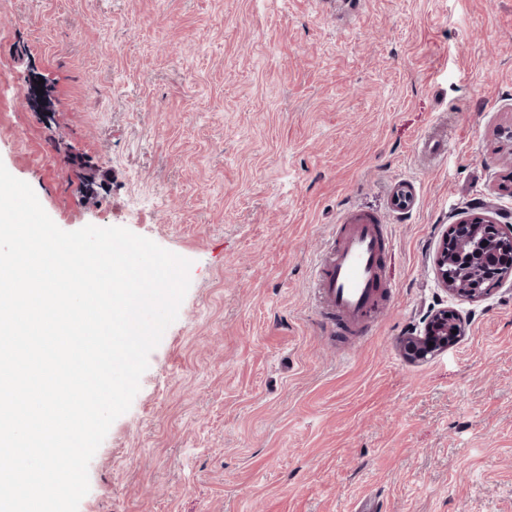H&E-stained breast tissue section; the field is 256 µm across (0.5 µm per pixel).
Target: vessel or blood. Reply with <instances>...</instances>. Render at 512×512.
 Returning <instances> with one entry per match:
<instances>
[{"label": "vessel or blood", "mask_w": 512, "mask_h": 512, "mask_svg": "<svg viewBox=\"0 0 512 512\" xmlns=\"http://www.w3.org/2000/svg\"><path fill=\"white\" fill-rule=\"evenodd\" d=\"M417 194L407 181H398L388 206L411 213ZM392 238L381 219L364 210L347 211L325 245L314 269L312 293L324 313L327 334L358 336L379 309L392 282L384 263Z\"/></svg>", "instance_id": "b4317fda"}]
</instances>
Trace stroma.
Segmentation results:
<instances>
[{"mask_svg":"<svg viewBox=\"0 0 512 512\" xmlns=\"http://www.w3.org/2000/svg\"><path fill=\"white\" fill-rule=\"evenodd\" d=\"M510 123L512 0H0V162L61 229L192 262L78 512H512V288L453 297L433 264L471 205L512 214ZM352 209L395 288L349 348L310 283ZM445 305L465 338L407 362ZM417 200L415 189L406 180H400L389 197L388 206L392 212L409 214L415 209Z\"/></svg>","mask_w":512,"mask_h":512,"instance_id":"35a3bbf8","label":"stroma"}]
</instances>
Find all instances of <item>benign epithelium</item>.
Returning <instances> with one entry per match:
<instances>
[{
	"mask_svg": "<svg viewBox=\"0 0 512 512\" xmlns=\"http://www.w3.org/2000/svg\"><path fill=\"white\" fill-rule=\"evenodd\" d=\"M442 289L453 296L478 301L512 276V224H500L485 207H474L458 223L448 225L434 256ZM469 318L441 307L422 319L400 340L410 363L432 358L465 335Z\"/></svg>",
	"mask_w": 512,
	"mask_h": 512,
	"instance_id": "obj_1",
	"label": "benign epithelium"
}]
</instances>
